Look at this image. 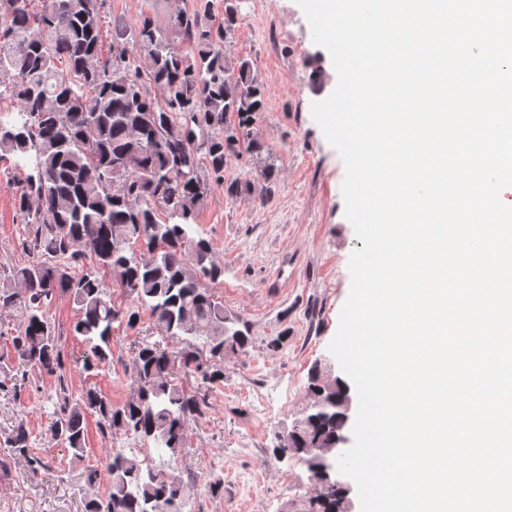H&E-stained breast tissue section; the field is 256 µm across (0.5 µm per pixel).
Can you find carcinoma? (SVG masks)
I'll return each mask as SVG.
<instances>
[{"mask_svg":"<svg viewBox=\"0 0 512 512\" xmlns=\"http://www.w3.org/2000/svg\"><path fill=\"white\" fill-rule=\"evenodd\" d=\"M0 0L10 27L0 29V101L20 111L21 121H0V152L32 163L15 197L24 228L20 245L28 264L0 277V312L12 315V345L18 366L37 368L56 379L42 411L55 440L80 458L86 419L102 434L118 431L173 459L184 447L189 421L206 401L177 383L175 364L204 386L224 380V358L247 351L249 324L224 308L207 283L223 274L211 242L193 231L196 215L216 187L234 200L243 194L263 201L276 167L262 141L259 121L268 97L243 57L224 54L237 23V0H224V21L214 24L210 5L189 13L170 0L169 23L193 56L183 54L151 17L112 27V56L99 53L100 0ZM248 170L227 175L232 161ZM91 260L120 276L129 304L112 292ZM67 295L77 317L70 332L81 338L83 368L94 372L112 363L114 324L133 327L147 309L177 350L146 344L135 358V397L115 405L96 389L80 395L64 382L61 330L49 307ZM336 384L311 368L307 397H343ZM273 448L278 459L325 467L305 448H325L341 433L336 407L299 410ZM10 447L36 471L47 467L29 455V435L18 426ZM108 495L92 498L84 512H184L186 486L178 477L157 480L139 454L106 458ZM343 493L320 483L309 504L285 512H340Z\"/></svg>","mask_w":512,"mask_h":512,"instance_id":"carcinoma-1","label":"carcinoma"}]
</instances>
